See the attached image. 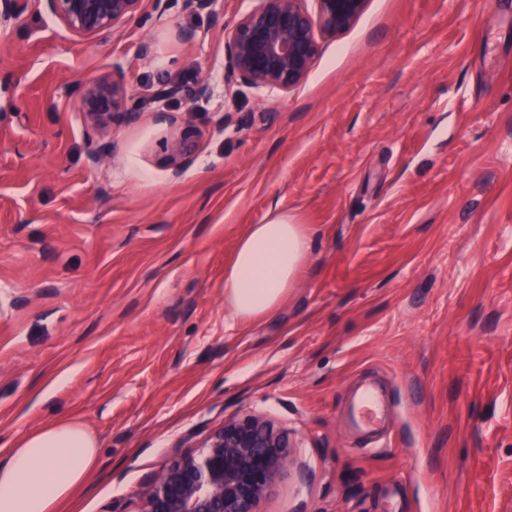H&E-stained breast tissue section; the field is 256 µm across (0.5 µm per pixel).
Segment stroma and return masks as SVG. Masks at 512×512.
Listing matches in <instances>:
<instances>
[{"instance_id":"35a3bbf8","label":"stroma","mask_w":512,"mask_h":512,"mask_svg":"<svg viewBox=\"0 0 512 512\" xmlns=\"http://www.w3.org/2000/svg\"><path fill=\"white\" fill-rule=\"evenodd\" d=\"M256 4L143 0L91 40L37 0L0 20V455L79 420L98 456L65 512H133L254 411L294 444L262 512H512V0H370L287 93L225 65ZM115 69L137 118L100 134L78 102ZM277 210L308 256L233 318L224 267ZM361 382L393 395L389 446L343 423Z\"/></svg>"}]
</instances>
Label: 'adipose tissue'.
I'll list each match as a JSON object with an SVG mask.
<instances>
[{
	"label": "adipose tissue",
	"mask_w": 512,
	"mask_h": 512,
	"mask_svg": "<svg viewBox=\"0 0 512 512\" xmlns=\"http://www.w3.org/2000/svg\"><path fill=\"white\" fill-rule=\"evenodd\" d=\"M300 225L279 211L251 225L224 272V302L233 317L273 314L309 252ZM97 443L80 423L35 430L0 458V512H58L86 481Z\"/></svg>",
	"instance_id": "ef3b65f1"
}]
</instances>
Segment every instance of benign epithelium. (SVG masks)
Segmentation results:
<instances>
[{
  "label": "benign epithelium",
  "mask_w": 512,
  "mask_h": 512,
  "mask_svg": "<svg viewBox=\"0 0 512 512\" xmlns=\"http://www.w3.org/2000/svg\"><path fill=\"white\" fill-rule=\"evenodd\" d=\"M78 39L109 33L141 13L143 0H41ZM224 39L228 69L258 89L288 93L306 80L317 33L349 29L369 0H258ZM119 71L87 80L79 101L88 125L105 133L135 116ZM288 432L254 412L224 419L205 444L163 464L146 484L137 512H261L290 461Z\"/></svg>",
  "instance_id": "obj_1"
}]
</instances>
